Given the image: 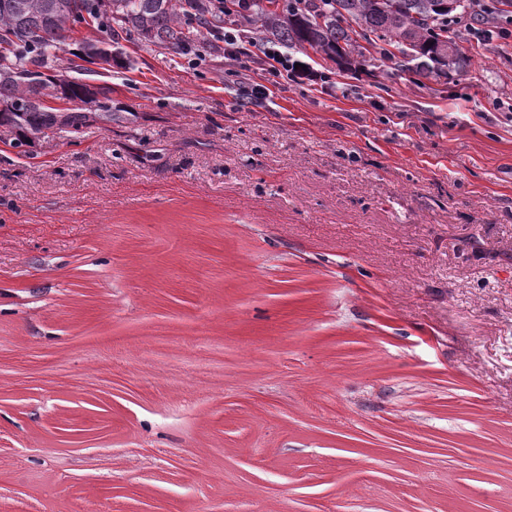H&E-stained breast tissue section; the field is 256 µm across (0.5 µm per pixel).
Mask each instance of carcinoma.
Segmentation results:
<instances>
[{
    "instance_id": "1",
    "label": "carcinoma",
    "mask_w": 512,
    "mask_h": 512,
    "mask_svg": "<svg viewBox=\"0 0 512 512\" xmlns=\"http://www.w3.org/2000/svg\"><path fill=\"white\" fill-rule=\"evenodd\" d=\"M453 18L436 8V0H308L304 7L262 8L246 16L290 50L310 49L334 60L341 48L349 67L370 46L397 70L445 84L472 66L460 50L450 62L442 54ZM92 22L101 36L83 42L82 54L106 60L119 49L118 28L184 57L222 19L208 0H0V132L19 153L29 154V144L41 139L73 137L95 118L116 119L110 90L80 78L71 79L69 107L43 102L52 86L39 82L44 70L59 65L71 34Z\"/></svg>"
}]
</instances>
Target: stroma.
I'll list each match as a JSON object with an SVG mask.
<instances>
[{"label": "stroma", "mask_w": 512, "mask_h": 512, "mask_svg": "<svg viewBox=\"0 0 512 512\" xmlns=\"http://www.w3.org/2000/svg\"><path fill=\"white\" fill-rule=\"evenodd\" d=\"M265 83L136 32L0 139V512H512V35Z\"/></svg>", "instance_id": "stroma-1"}]
</instances>
